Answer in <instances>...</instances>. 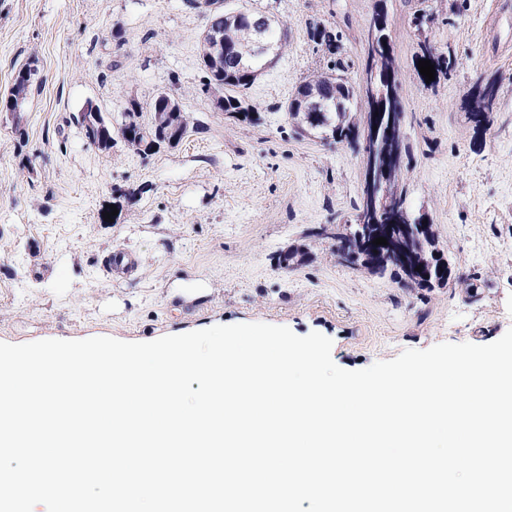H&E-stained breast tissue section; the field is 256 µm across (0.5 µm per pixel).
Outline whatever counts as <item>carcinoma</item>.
<instances>
[{
    "label": "carcinoma",
    "mask_w": 512,
    "mask_h": 512,
    "mask_svg": "<svg viewBox=\"0 0 512 512\" xmlns=\"http://www.w3.org/2000/svg\"><path fill=\"white\" fill-rule=\"evenodd\" d=\"M375 23L382 25L381 34L386 36V45L377 52L364 49V60L376 57V81H395L397 67L389 36L387 14L380 10ZM277 31L279 23L263 13L243 9L224 11L223 6L211 10L208 33L212 41L224 44V54L210 66H203L205 73L202 91L209 93L211 86H224L222 112L244 120L251 118L253 107L242 97L240 89L254 83L264 69L257 65L258 34L264 28ZM310 40L328 51L336 52V34L324 25L310 28ZM416 59H428L436 70L435 80L448 76L454 66L450 55L439 50L430 40L421 42ZM34 70L18 72L11 89V99L25 103L33 86ZM475 107L468 119L478 129H484L493 112L496 91L490 84H476L472 93ZM289 118L302 131H318L324 138L336 143H351L349 133L372 123L375 112L383 114L377 152L389 150L396 140L389 132L392 103L388 99H371L353 84L345 69L333 67L327 72L314 74L296 87L286 106ZM167 111L166 98L156 95L148 105L130 98L126 102L119 131L124 142L144 155L158 152L161 148L174 147L188 133L185 113L166 117L165 124L157 122L156 113ZM151 113L150 124L141 122L142 114ZM392 200L389 208L381 211L358 204L356 212L363 213L366 233L350 241L347 253H341L340 244L354 225L323 224L316 236L334 241L336 259L350 265L360 266L372 274L389 276L404 288L432 290L444 288L451 278L449 265H444L439 274L429 273L430 262L443 259L432 225L424 224L417 229L415 216L405 208L403 171L397 167L391 172ZM378 237L387 239L385 245H374ZM421 271H416V267Z\"/></svg>",
    "instance_id": "cac0c4a2"
}]
</instances>
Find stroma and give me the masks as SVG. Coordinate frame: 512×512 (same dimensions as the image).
Returning a JSON list of instances; mask_svg holds the SVG:
<instances>
[{
    "label": "stroma",
    "mask_w": 512,
    "mask_h": 512,
    "mask_svg": "<svg viewBox=\"0 0 512 512\" xmlns=\"http://www.w3.org/2000/svg\"><path fill=\"white\" fill-rule=\"evenodd\" d=\"M288 27V47L244 92L239 121L201 90L205 9L186 0H0V102L19 70L35 82L22 112H0V342L109 336L146 342L214 325L264 322L333 342L346 370L443 342L486 345L512 328V0H229ZM400 70L404 182L452 276L433 291L336 260L323 224H346L362 193L360 157L296 133L285 106L298 84L339 63L356 77L377 9ZM425 9L424 31L411 24ZM337 35L336 53L310 41ZM453 54L449 78L425 88L421 38ZM495 83L488 129L465 95ZM175 95L184 140L151 155L123 140L89 145L76 122L94 104L120 124L127 99ZM113 220H104L110 208ZM306 253L288 269L279 256ZM135 256L113 278L108 252ZM476 279L474 290L464 280Z\"/></svg>",
    "instance_id": "35a3bbf8"
}]
</instances>
